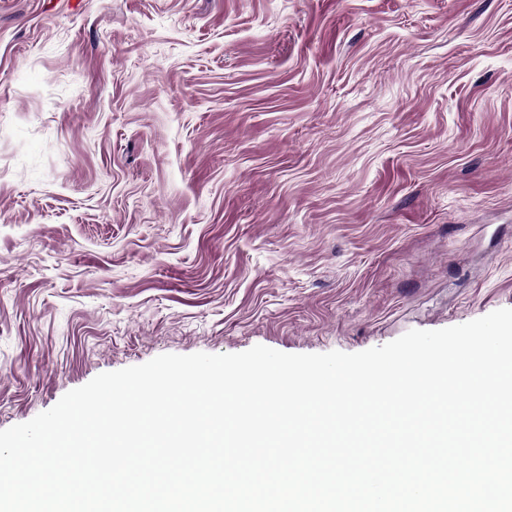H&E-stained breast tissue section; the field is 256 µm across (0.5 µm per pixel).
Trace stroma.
<instances>
[{
    "instance_id": "obj_1",
    "label": "stroma",
    "mask_w": 512,
    "mask_h": 512,
    "mask_svg": "<svg viewBox=\"0 0 512 512\" xmlns=\"http://www.w3.org/2000/svg\"><path fill=\"white\" fill-rule=\"evenodd\" d=\"M500 308L512 0H0V430Z\"/></svg>"
}]
</instances>
